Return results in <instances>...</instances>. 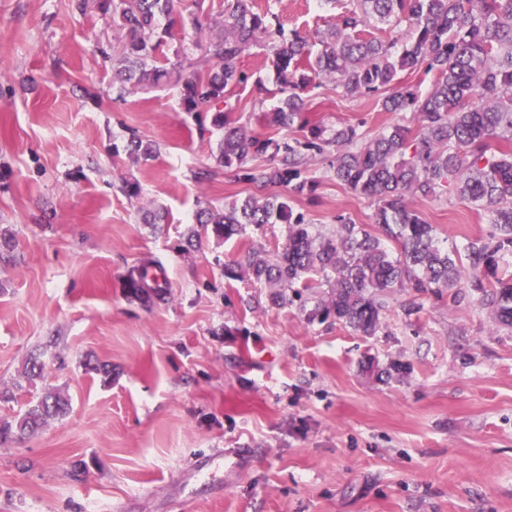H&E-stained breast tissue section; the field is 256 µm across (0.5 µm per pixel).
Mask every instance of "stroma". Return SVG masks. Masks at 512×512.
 <instances>
[{"label": "stroma", "mask_w": 512, "mask_h": 512, "mask_svg": "<svg viewBox=\"0 0 512 512\" xmlns=\"http://www.w3.org/2000/svg\"><path fill=\"white\" fill-rule=\"evenodd\" d=\"M255 9L310 35L337 15L324 0ZM223 12L224 0H178L154 55L173 80L121 95L112 59L124 32L98 0H0V232L13 244L0 262V389L15 394L0 417L48 390L71 399L65 417L0 447V512H512V329L477 290L459 303L447 290L394 291L379 331L363 336L308 320L321 289L277 305L265 284L225 277L248 249L281 251L287 225L227 241L196 227L197 209L254 190L215 163V138L182 110L175 82L208 67ZM267 53L261 39L242 55L252 80L229 101L232 119L277 137L265 115L280 97L252 86L274 83ZM305 99L309 118L369 137L419 127L329 82ZM132 139L153 157H130ZM332 158H309L315 195L291 207L327 232L341 216L372 224L373 203L331 177ZM409 204L459 254L493 232L453 191ZM149 208L164 223H142ZM145 262L165 277L150 306L127 286ZM33 356L45 366L34 387L23 376ZM368 356L405 370L371 377ZM90 360L111 377L86 370ZM215 453L201 477L196 460Z\"/></svg>", "instance_id": "obj_1"}]
</instances>
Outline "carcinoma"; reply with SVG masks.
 <instances>
[{"mask_svg": "<svg viewBox=\"0 0 512 512\" xmlns=\"http://www.w3.org/2000/svg\"><path fill=\"white\" fill-rule=\"evenodd\" d=\"M99 8L126 30L113 63L118 94L129 85L151 87L166 79L168 70L149 59L170 36L175 0H100ZM374 22L393 33L404 25L410 37L365 36ZM259 36L271 45L270 67L282 94L265 118L279 129L297 127L298 138L255 135L230 117L227 89L248 81L237 62ZM209 54L212 65L182 82L181 105L191 114L212 113L211 127L220 132L217 165L243 173L255 192L224 209L200 208L196 223L212 225L226 241L248 226L288 225L282 251L271 257L254 249L225 269L227 277L247 275L266 284L280 305L288 303L287 291L311 287L304 278L315 274L327 291L309 310V320L333 318L363 336L378 332L383 297L395 288L417 296L454 288L455 303L463 299L461 289L474 288L494 321L512 326V0H356L314 41L269 23L254 11L253 0H224L222 33ZM421 68L435 76L423 97L398 78ZM318 79L332 82L345 97L381 95L384 111L417 115L418 133L396 124L368 139L355 125L310 120L303 94ZM327 147L333 151L331 176L375 203L373 227L343 219L336 232L325 234L288 204L290 197L315 190L302 170L309 152ZM266 155L273 166L246 169L249 159ZM450 186L488 212L495 228L490 241L470 245L464 260L441 246L435 226L406 203ZM272 187L286 193H271ZM136 275L130 284L135 297L145 304L162 297L146 289V267ZM23 375L34 387L44 379V366L30 360ZM70 407L53 391L29 401L16 416L0 419V446L34 434Z\"/></svg>", "mask_w": 512, "mask_h": 512, "instance_id": "1", "label": "carcinoma"}]
</instances>
